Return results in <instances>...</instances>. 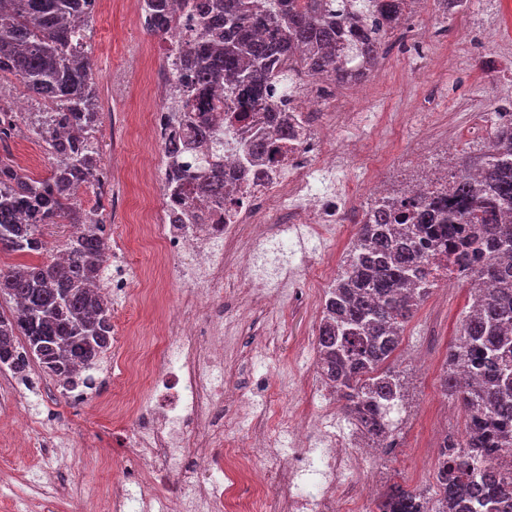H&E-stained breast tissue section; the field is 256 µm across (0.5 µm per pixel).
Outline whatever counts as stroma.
Listing matches in <instances>:
<instances>
[{
	"mask_svg": "<svg viewBox=\"0 0 512 512\" xmlns=\"http://www.w3.org/2000/svg\"><path fill=\"white\" fill-rule=\"evenodd\" d=\"M479 13L492 16L493 40L512 42V0H472L468 13L450 18L458 41L469 39L471 17ZM89 45L101 107L96 137L102 163L112 173L113 192L126 195L131 204L128 214L109 216L107 222L146 226L164 205V155L161 146L137 127L134 116L155 111L164 102V87L154 77L164 67L167 44L145 28L139 0H112L96 13ZM451 48L445 40H426L421 51L410 55L395 39L386 40L378 62V94L370 108L380 126L349 127L336 137L340 145L354 138L365 142L364 155L345 171V179L359 181L369 166L376 167L381 181L389 185L400 184L411 174L407 154L422 129L394 119L408 99L428 104L437 114L430 134L441 142L450 136L467 140L468 126L478 116L474 108L484 99L494 96L512 102V61L490 57L481 49L456 57L446 72L431 74V53ZM131 265L135 275L124 307L138 317L135 333L142 356L155 359L160 355L157 324L176 303L180 289L167 280V262L154 251L135 249ZM279 294V306L243 310L228 361L237 369L231 387L257 406H269L275 421L282 423L307 411L292 384L317 372L316 311L314 301L295 303L288 287H281ZM468 297L467 282L458 281L446 304L424 300L406 327L403 347L415 348L423 359L395 361L408 377V396L395 447L378 452L368 464L367 478L376 497H383L394 484L408 490L432 485L437 458L433 429L457 435L463 428V412L456 400L446 399L440 377ZM270 344L281 352L279 361L271 364L263 360ZM256 363L266 382L261 393L249 385L247 370ZM13 405L28 407L26 424L14 423L5 414V407ZM126 452V446L88 420L84 405L56 391L49 377L36 374L24 388L0 377V500H13L17 512H45L33 485L39 461L64 454L75 456L78 463L54 476L59 489L54 512H94L98 496L123 479Z\"/></svg>",
	"mask_w": 512,
	"mask_h": 512,
	"instance_id": "35a3bbf8",
	"label": "stroma"
}]
</instances>
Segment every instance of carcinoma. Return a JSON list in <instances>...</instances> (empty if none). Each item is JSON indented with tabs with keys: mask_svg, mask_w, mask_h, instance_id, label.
Returning a JSON list of instances; mask_svg holds the SVG:
<instances>
[{
	"mask_svg": "<svg viewBox=\"0 0 512 512\" xmlns=\"http://www.w3.org/2000/svg\"><path fill=\"white\" fill-rule=\"evenodd\" d=\"M176 0H142L147 29L171 38L182 78L166 95L181 112L164 146V187L171 211L224 197V141L209 118L213 89L230 83L221 112L249 120L250 109L278 94L293 73L325 74L338 84L360 80L378 63L386 37L412 13L411 0H186L196 36L172 37ZM94 0H0V82L13 76L27 99L48 112L0 109V251L40 255V228L68 224L63 262L0 269V367L37 363L48 377L77 384L83 365L112 339V306L93 286L108 279L103 213L77 198L101 168L99 146L85 143L100 119L88 36ZM26 127L52 156L45 177L18 172L6 141ZM257 133L240 143L247 163L280 154ZM453 202L369 201L336 286L327 292L317 366L347 417L378 444L399 430L390 417L407 393L390 363L408 322L445 267L471 286L472 305L448 348L447 395L460 402L462 436H446L433 493L393 487L378 512H502L512 474L484 469L487 456L512 448V126L496 124L489 149L454 163Z\"/></svg>",
	"mask_w": 512,
	"mask_h": 512,
	"instance_id": "1",
	"label": "carcinoma"
}]
</instances>
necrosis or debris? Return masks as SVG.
I'll use <instances>...</instances> for the list:
<instances>
[{
    "label": "necrosis or debris",
    "instance_id": "obj_1",
    "mask_svg": "<svg viewBox=\"0 0 512 512\" xmlns=\"http://www.w3.org/2000/svg\"><path fill=\"white\" fill-rule=\"evenodd\" d=\"M334 81L298 79L288 100H273L300 126L289 141L284 162L268 176L238 161L237 137L245 126L224 132V206L199 205L201 224H177L169 208L157 220L156 242L165 258H179L170 276L180 286V301L164 329L168 344L157 364L146 367L134 353V326L112 314V342L103 360L121 357V383L137 386L151 372L150 396L136 406L116 401L104 406L87 400L89 419L125 438L132 453L120 489L107 491L97 512H365L370 489L364 477V437L358 428L337 429L336 409L324 399L322 383L309 398L303 424L287 427L283 439L268 434L269 416L254 404L224 417V337L235 319L214 312L215 304L239 301L275 304L273 294L252 274L255 247L277 252L279 236H297L300 263L336 267L327 241L343 237L349 225L364 221L352 209L351 183L342 172L358 154L357 142L336 145L337 132L361 123L363 103L375 79L357 85V97L338 100ZM137 236L130 225L112 235L114 271L108 289L121 295L128 286L125 269ZM224 460L215 464L214 449ZM319 449V457L298 456V449ZM221 481H213V471Z\"/></svg>",
    "mask_w": 512,
    "mask_h": 512
}]
</instances>
